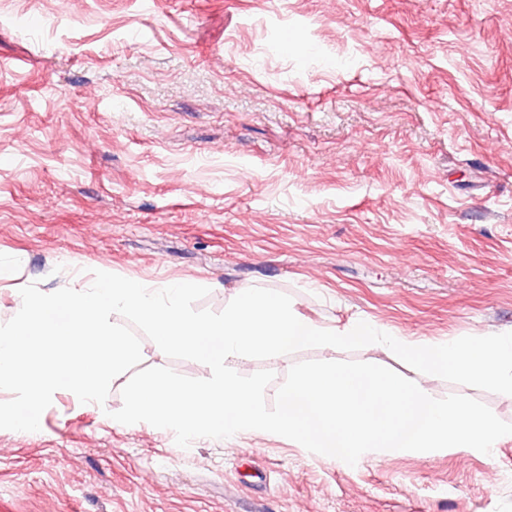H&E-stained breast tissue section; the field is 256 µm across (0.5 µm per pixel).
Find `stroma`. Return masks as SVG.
I'll list each match as a JSON object with an SVG mask.
<instances>
[{"mask_svg":"<svg viewBox=\"0 0 512 512\" xmlns=\"http://www.w3.org/2000/svg\"><path fill=\"white\" fill-rule=\"evenodd\" d=\"M0 324L23 286L194 280L413 341L512 332V0H0ZM460 394L384 347L309 348ZM56 393L0 429V512H512L491 453L353 466L277 436L118 425Z\"/></svg>","mask_w":512,"mask_h":512,"instance_id":"1","label":"stroma"}]
</instances>
